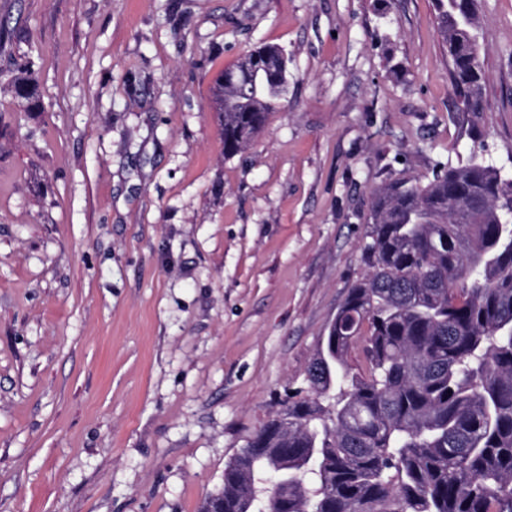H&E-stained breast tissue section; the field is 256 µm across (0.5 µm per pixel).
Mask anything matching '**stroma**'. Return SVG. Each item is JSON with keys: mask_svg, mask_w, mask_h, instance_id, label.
<instances>
[{"mask_svg": "<svg viewBox=\"0 0 512 512\" xmlns=\"http://www.w3.org/2000/svg\"><path fill=\"white\" fill-rule=\"evenodd\" d=\"M477 17L466 112L432 0H0V512H200L305 388L373 192L512 176V0ZM263 44L288 94L228 157L214 79Z\"/></svg>", "mask_w": 512, "mask_h": 512, "instance_id": "35a3bbf8", "label": "stroma"}]
</instances>
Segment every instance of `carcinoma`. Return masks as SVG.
I'll return each instance as SVG.
<instances>
[{"label": "carcinoma", "instance_id": "1", "mask_svg": "<svg viewBox=\"0 0 512 512\" xmlns=\"http://www.w3.org/2000/svg\"><path fill=\"white\" fill-rule=\"evenodd\" d=\"M477 0H433L463 110L481 112ZM282 50L220 73L224 154L288 94ZM512 177L472 157L373 193L365 276L306 371L308 394L226 466L224 512H512ZM361 341L367 373L345 355Z\"/></svg>", "mask_w": 512, "mask_h": 512}]
</instances>
